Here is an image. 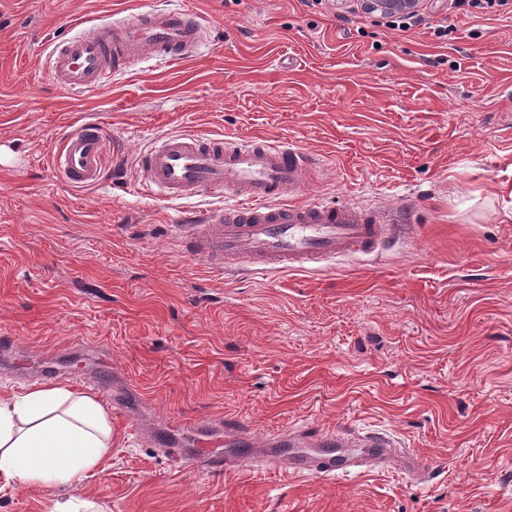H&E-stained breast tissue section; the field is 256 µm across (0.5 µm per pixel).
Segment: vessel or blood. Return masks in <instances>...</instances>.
Wrapping results in <instances>:
<instances>
[{
    "label": "vessel or blood",
    "mask_w": 512,
    "mask_h": 512,
    "mask_svg": "<svg viewBox=\"0 0 512 512\" xmlns=\"http://www.w3.org/2000/svg\"><path fill=\"white\" fill-rule=\"evenodd\" d=\"M209 22L177 7H154L94 24L53 44L49 71L70 94L104 88L113 74L150 61H184L207 45ZM110 161L109 135L99 124L77 120L51 155L58 179L74 188L100 184ZM320 158L266 136L201 138L188 133L158 139L138 159L140 188L161 199L198 198L208 206L178 227L181 251L209 260L222 274L318 269L345 258L375 256L394 248L401 227L379 212L353 205L302 201ZM98 391L111 394L116 414L143 410L145 398L107 368L96 371ZM193 447L167 426L150 429L152 447L206 473H244L272 466L289 474L325 478L376 468L417 477L425 470L385 430L325 428L308 424L255 443L235 418L199 419Z\"/></svg>",
    "instance_id": "b4317fda"
}]
</instances>
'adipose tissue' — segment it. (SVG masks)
I'll use <instances>...</instances> for the list:
<instances>
[{
  "label": "adipose tissue",
  "mask_w": 512,
  "mask_h": 512,
  "mask_svg": "<svg viewBox=\"0 0 512 512\" xmlns=\"http://www.w3.org/2000/svg\"><path fill=\"white\" fill-rule=\"evenodd\" d=\"M112 449V422L93 398L35 386L0 399V475L20 484H78Z\"/></svg>",
  "instance_id": "ef3b65f1"
}]
</instances>
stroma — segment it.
<instances>
[{
	"label": "stroma",
	"instance_id": "obj_1",
	"mask_svg": "<svg viewBox=\"0 0 512 512\" xmlns=\"http://www.w3.org/2000/svg\"><path fill=\"white\" fill-rule=\"evenodd\" d=\"M159 0H0V336L34 369L0 397L89 387L97 352L148 398L76 486L0 477V512H512V17L422 0L424 24L316 0H180L211 21L191 60L101 90L47 76L55 41ZM451 25L448 38L433 34ZM119 143L125 183L77 189L48 158L75 120ZM263 134L318 154L307 202L403 215V249L307 272L213 273L172 226L193 199L133 187L158 138ZM234 417L255 439L384 429L426 466L308 478L176 469L139 425Z\"/></svg>",
	"mask_w": 512,
	"mask_h": 512
}]
</instances>
